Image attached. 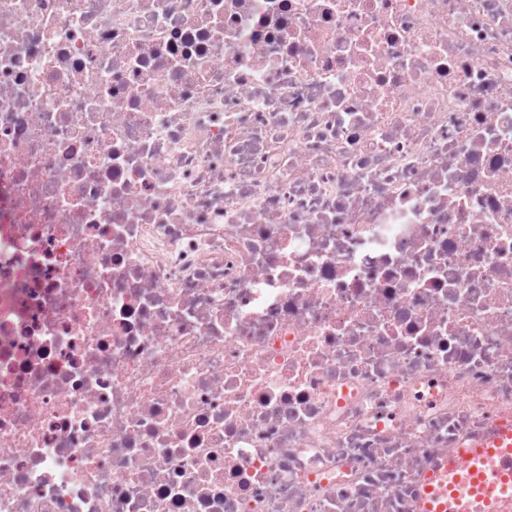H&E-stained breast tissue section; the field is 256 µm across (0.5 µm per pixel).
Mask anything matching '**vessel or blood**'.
Returning <instances> with one entry per match:
<instances>
[{"label": "vessel or blood", "instance_id": "1", "mask_svg": "<svg viewBox=\"0 0 512 512\" xmlns=\"http://www.w3.org/2000/svg\"><path fill=\"white\" fill-rule=\"evenodd\" d=\"M421 512H512V426L437 472Z\"/></svg>", "mask_w": 512, "mask_h": 512}]
</instances>
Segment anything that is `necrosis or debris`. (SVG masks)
<instances>
[{
    "mask_svg": "<svg viewBox=\"0 0 512 512\" xmlns=\"http://www.w3.org/2000/svg\"><path fill=\"white\" fill-rule=\"evenodd\" d=\"M512 424V0H0V512H419Z\"/></svg>",
    "mask_w": 512,
    "mask_h": 512,
    "instance_id": "4bbe7bcc",
    "label": "necrosis or debris"
}]
</instances>
